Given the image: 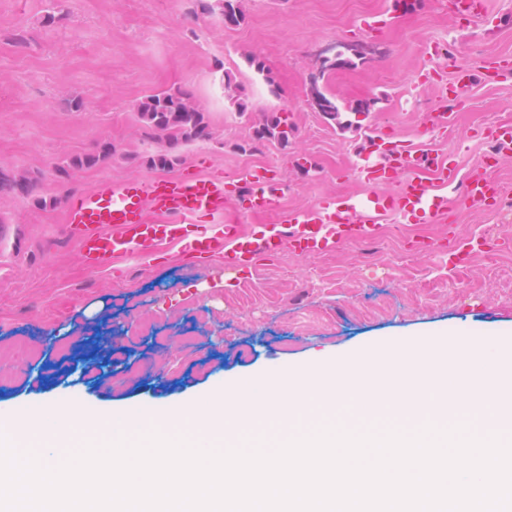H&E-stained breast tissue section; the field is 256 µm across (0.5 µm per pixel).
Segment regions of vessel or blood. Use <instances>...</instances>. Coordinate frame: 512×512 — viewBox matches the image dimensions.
Returning <instances> with one entry per match:
<instances>
[{
	"label": "vessel or blood",
	"mask_w": 512,
	"mask_h": 512,
	"mask_svg": "<svg viewBox=\"0 0 512 512\" xmlns=\"http://www.w3.org/2000/svg\"><path fill=\"white\" fill-rule=\"evenodd\" d=\"M449 13L486 19L484 0H447ZM482 74L493 83H512V55L483 59ZM472 82L469 67L458 66L451 84L439 85V103L423 115L428 131L447 129L451 120L449 97L467 94ZM491 143L489 161L459 176L457 167L414 149L388 147L383 135L372 138L377 161L360 167L363 193L323 197L288 211L275 223L247 231L221 222L224 200L241 196L248 214L275 210L281 188L274 175L253 168L239 170L231 179L196 170L177 177H133L109 181L72 196L67 224L78 231L85 262L97 269L119 259L156 256L161 245L172 243L190 256L220 255L226 268L248 275L262 259L291 250L301 256L330 251L353 240H372L385 221L416 224L426 219L447 220L448 189L460 185L459 204L476 210H494L506 191L496 177L495 163L512 157V127L484 130ZM431 169V178L414 175L415 167ZM393 192H381L384 184ZM486 236L471 237L448 249V261L458 264L476 250L485 249Z\"/></svg>",
	"instance_id": "obj_1"
}]
</instances>
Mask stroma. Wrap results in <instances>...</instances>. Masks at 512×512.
Instances as JSON below:
<instances>
[{"instance_id":"1","label":"stroma","mask_w":512,"mask_h":512,"mask_svg":"<svg viewBox=\"0 0 512 512\" xmlns=\"http://www.w3.org/2000/svg\"><path fill=\"white\" fill-rule=\"evenodd\" d=\"M491 3L488 24L455 17L445 0L410 10L395 0H239L244 21L228 28L222 0H0V173L34 181L27 194L0 192V415L63 398L92 411L169 406L359 347L387 359L422 335L512 330V203L459 209L449 225L390 222L376 239L318 255L285 250L246 278L223 257L175 248L96 270L65 222L71 197L100 182L177 176L204 161L227 176L275 170L277 212L246 215L238 198L224 201L225 221L269 224L318 197L361 191L357 169L372 161L380 128L467 173L489 150L476 130L512 125V85L477 72L483 57L512 53V0ZM431 41L446 58L426 57ZM345 47L362 58L326 70ZM435 64L449 77L462 64L475 74L447 133L431 138L422 117L437 89L419 76ZM316 85L339 119L315 107ZM168 88L203 111L208 135L161 171L151 159L168 138L137 106ZM73 98L81 110L68 108ZM361 100L369 111H355ZM276 114L293 127L288 141L257 138ZM105 143L111 158L70 167ZM478 234L490 245L468 263L451 265L438 249ZM132 361L164 374L133 376Z\"/></svg>"}]
</instances>
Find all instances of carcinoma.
<instances>
[{
  "label": "carcinoma",
  "mask_w": 512,
  "mask_h": 512,
  "mask_svg": "<svg viewBox=\"0 0 512 512\" xmlns=\"http://www.w3.org/2000/svg\"><path fill=\"white\" fill-rule=\"evenodd\" d=\"M242 21L243 13L238 0H224V25L227 27L238 26ZM315 102L330 119H336L339 109L331 97L318 89L315 93ZM138 112L140 118L148 127L165 132L173 146L182 139L199 138L207 135V124L203 112L188 106L185 103L184 92L178 88L163 90L147 96L138 105ZM267 135L277 136L281 139L288 138V123L286 120L278 115L268 119L264 127L258 131V136L261 138ZM110 156L111 147L104 145L96 154L71 160L68 166L59 169V173H66L69 167L94 166ZM31 188L32 184L28 179L7 178L0 174V191L28 193Z\"/></svg>",
  "instance_id": "cac0c4a2"
}]
</instances>
